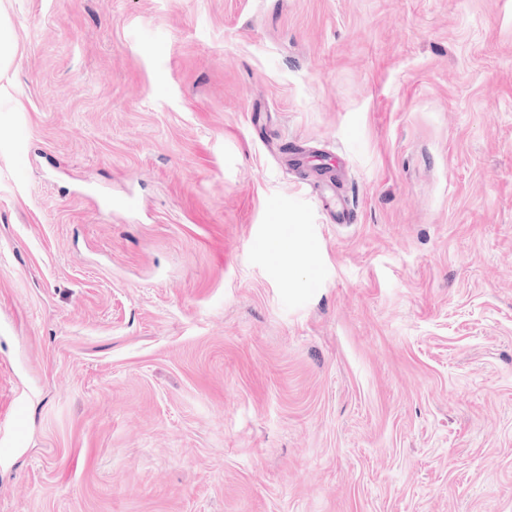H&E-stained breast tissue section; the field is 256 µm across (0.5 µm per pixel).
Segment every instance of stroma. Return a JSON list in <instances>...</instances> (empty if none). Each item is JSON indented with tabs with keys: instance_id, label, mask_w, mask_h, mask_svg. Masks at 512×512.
<instances>
[{
	"instance_id": "1",
	"label": "stroma",
	"mask_w": 512,
	"mask_h": 512,
	"mask_svg": "<svg viewBox=\"0 0 512 512\" xmlns=\"http://www.w3.org/2000/svg\"><path fill=\"white\" fill-rule=\"evenodd\" d=\"M0 16V512H512V0ZM15 51L16 47L11 28L8 22L0 17V94H2L5 89L2 81L12 65Z\"/></svg>"
}]
</instances>
